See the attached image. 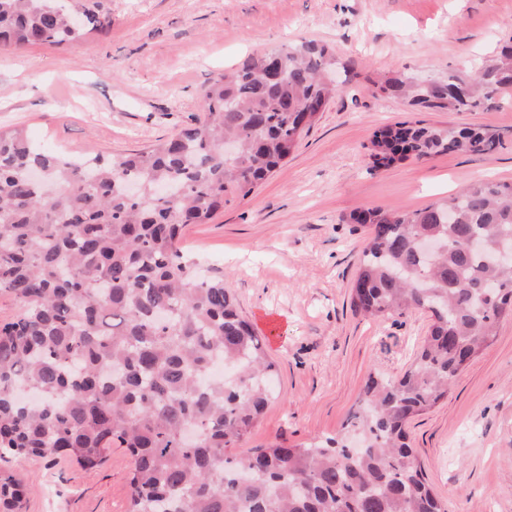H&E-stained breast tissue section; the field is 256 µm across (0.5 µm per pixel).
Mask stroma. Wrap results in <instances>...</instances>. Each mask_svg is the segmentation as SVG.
Returning a JSON list of instances; mask_svg holds the SVG:
<instances>
[{
    "mask_svg": "<svg viewBox=\"0 0 512 512\" xmlns=\"http://www.w3.org/2000/svg\"><path fill=\"white\" fill-rule=\"evenodd\" d=\"M109 26L76 44L0 48V129L52 151L141 150L201 115L212 78L304 40L331 46L347 82L294 153L248 197H226L183 231L189 256L222 274L266 339L275 394L237 443L247 452L340 433L368 375L401 377L428 314L368 319L350 305L364 227L351 213L422 208L483 179L512 182V100L476 112H408L377 93L381 74L426 80L512 44V0H97ZM422 120L496 132L483 155L442 153L375 168L378 129ZM448 512H512V319L408 425ZM131 458L86 470L66 458H13L27 512H127Z\"/></svg>",
    "mask_w": 512,
    "mask_h": 512,
    "instance_id": "35a3bbf8",
    "label": "stroma"
}]
</instances>
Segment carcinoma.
<instances>
[{
  "mask_svg": "<svg viewBox=\"0 0 512 512\" xmlns=\"http://www.w3.org/2000/svg\"><path fill=\"white\" fill-rule=\"evenodd\" d=\"M108 23L85 4L0 0L3 46L68 44ZM334 61L314 40L251 57L212 80L203 119L87 167L0 129V291L19 306L0 323V460L65 454L95 468L124 448L127 512H447L406 427L512 317V264L492 261L512 249L511 183L351 215L371 234L351 305L370 318L430 313L414 362L396 380L370 374L335 437L229 452L268 406L274 364L224 276L200 274L180 232L292 154L338 92ZM377 88L419 112L493 107L512 96V45L467 74L396 73ZM496 142L487 128L401 121L375 132L371 157L382 167ZM219 355L239 362L236 377L208 376ZM0 512H27L22 480L5 469Z\"/></svg>",
  "mask_w": 512,
  "mask_h": 512,
  "instance_id": "obj_1",
  "label": "carcinoma"
}]
</instances>
